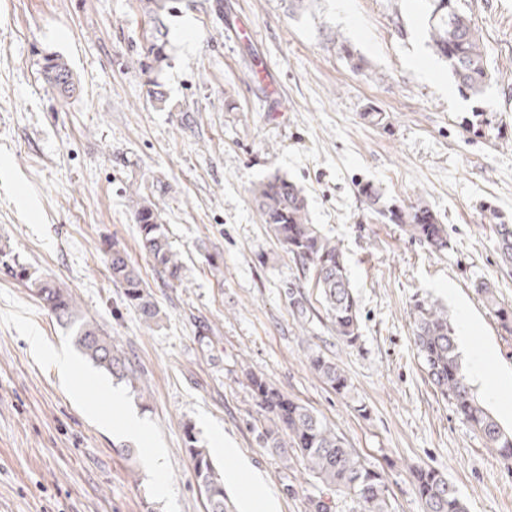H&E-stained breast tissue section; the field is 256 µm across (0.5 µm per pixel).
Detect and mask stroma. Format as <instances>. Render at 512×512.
Segmentation results:
<instances>
[{
	"label": "stroma",
	"instance_id": "stroma-1",
	"mask_svg": "<svg viewBox=\"0 0 512 512\" xmlns=\"http://www.w3.org/2000/svg\"><path fill=\"white\" fill-rule=\"evenodd\" d=\"M174 0L164 110L147 103L139 0H0V244L68 288L111 336L137 382L88 361L74 397L28 343L77 354L21 282L0 274V512H205L184 426L206 447L223 436L278 512H306L321 486L302 462L261 447L246 371L323 416L383 473L396 512H423L410 469L442 471L468 512H512V459L437 394L417 356L409 310L429 296L457 325L478 400L512 428V337L475 291L491 283L512 305L484 205L512 220V0H456L485 46L483 95L459 90L428 45L427 0ZM343 35L367 62L353 70ZM69 63L77 93L43 80L48 55ZM385 113V124L363 119ZM280 175L303 189L313 223L342 247L359 305L360 338L333 330L316 288L293 314L300 272L255 211L251 187ZM163 181L160 205L184 265L175 284L142 249L130 184ZM372 183L400 204L425 201L448 230L428 249L365 208ZM126 250L165 313L145 328L105 266ZM322 354L349 377L352 399L311 369ZM499 383L498 398L486 386ZM122 398L108 402L107 390ZM366 412H358V405ZM107 411L100 425L94 411ZM132 411L145 437L119 433ZM164 451L153 471L152 448Z\"/></svg>",
	"mask_w": 512,
	"mask_h": 512
}]
</instances>
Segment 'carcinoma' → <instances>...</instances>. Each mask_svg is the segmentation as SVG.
Listing matches in <instances>:
<instances>
[{
    "label": "carcinoma",
    "instance_id": "1",
    "mask_svg": "<svg viewBox=\"0 0 512 512\" xmlns=\"http://www.w3.org/2000/svg\"><path fill=\"white\" fill-rule=\"evenodd\" d=\"M171 0H140L145 20L154 24L144 51L141 68L159 73L167 66L168 31L165 24ZM429 45L435 55L465 92L483 94L491 81L483 42L472 20L448 4L454 0H429ZM43 68L66 79V85H53L62 97H71L78 84L67 62L58 55L45 58ZM366 209L392 224H399L411 238L433 251L448 248V231L422 201L400 205L385 198L374 185L359 189ZM252 202L276 239L299 264L303 277L318 289L333 330L344 343L354 344L360 337L359 307L348 276L344 255L335 240L321 234L311 223L303 190L286 178L272 175L252 190ZM141 246L156 268L168 280L183 282L182 263L174 251L163 222L156 191L140 186L129 191ZM489 229L500 258L512 265V224L498 212L488 209ZM106 269L112 282L124 289V298L150 329L160 325L164 313L126 252L112 243L106 254ZM0 271L23 282L57 322L68 327L85 357L111 375L133 380L126 358L118 353L114 340L78 309L68 289L35 275L10 250L0 247ZM485 308L505 334L512 336V305L501 302L487 283L475 285ZM412 335L435 391L451 400L456 413L503 458L512 459V432L505 430L474 396L468 374L457 352L456 328L448 312L427 297H416L410 305ZM311 369L342 397L351 394L344 371L333 361L316 354L310 357ZM248 386L256 401L259 417L252 423L256 440L283 458L292 453L301 458L307 470L326 490L344 494L356 502L359 512H393L389 489L383 474L364 462L355 449L347 446L314 410L297 402L263 376L246 372ZM185 445L193 462L194 476L208 503L207 512H228L224 483L216 471L207 448L201 444L195 427L184 426ZM411 486L424 512H466V505L447 476L431 466L410 470Z\"/></svg>",
    "mask_w": 512,
    "mask_h": 512
}]
</instances>
